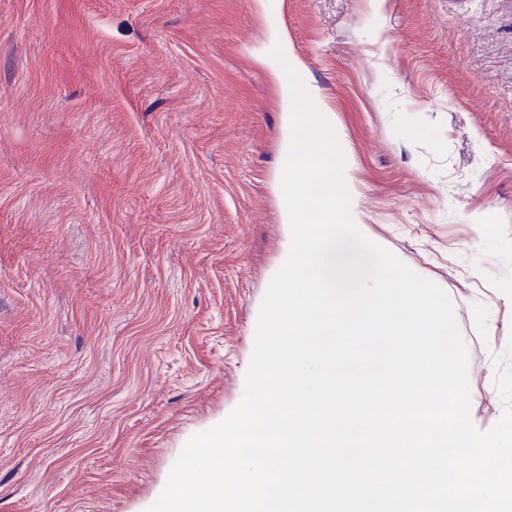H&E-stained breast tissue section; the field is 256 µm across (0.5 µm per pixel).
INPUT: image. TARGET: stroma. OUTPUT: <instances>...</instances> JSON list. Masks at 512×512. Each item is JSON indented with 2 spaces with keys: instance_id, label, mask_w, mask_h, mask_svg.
<instances>
[{
  "instance_id": "stroma-1",
  "label": "stroma",
  "mask_w": 512,
  "mask_h": 512,
  "mask_svg": "<svg viewBox=\"0 0 512 512\" xmlns=\"http://www.w3.org/2000/svg\"><path fill=\"white\" fill-rule=\"evenodd\" d=\"M287 61L361 233L512 363V0H0V512H137L243 398L282 250Z\"/></svg>"
}]
</instances>
